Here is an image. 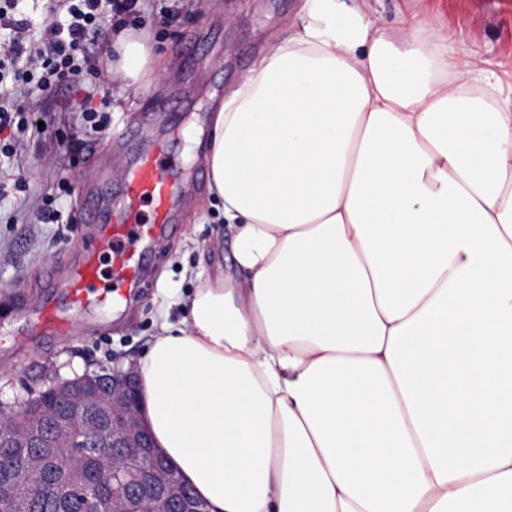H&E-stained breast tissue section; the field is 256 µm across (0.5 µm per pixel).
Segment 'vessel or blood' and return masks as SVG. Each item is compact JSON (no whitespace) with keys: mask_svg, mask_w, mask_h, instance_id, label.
<instances>
[{"mask_svg":"<svg viewBox=\"0 0 512 512\" xmlns=\"http://www.w3.org/2000/svg\"><path fill=\"white\" fill-rule=\"evenodd\" d=\"M161 148L137 152L122 174L123 206L113 212L107 192L108 178L87 189L84 221L98 225L100 237L111 256L109 288H101L100 267L95 257L87 256L73 266L62 286L69 307L77 314L97 309L102 301L122 303L127 294L139 287L147 252L144 241L169 232L174 222L178 187L161 159ZM149 213H142V206Z\"/></svg>","mask_w":512,"mask_h":512,"instance_id":"vessel-or-blood-1","label":"vessel or blood"}]
</instances>
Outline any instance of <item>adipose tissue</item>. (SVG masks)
<instances>
[{"label": "adipose tissue", "instance_id": "1", "mask_svg": "<svg viewBox=\"0 0 512 512\" xmlns=\"http://www.w3.org/2000/svg\"><path fill=\"white\" fill-rule=\"evenodd\" d=\"M112 79H157L118 30ZM433 19L304 0L214 109L216 270L136 371L210 512H512V98Z\"/></svg>", "mask_w": 512, "mask_h": 512}]
</instances>
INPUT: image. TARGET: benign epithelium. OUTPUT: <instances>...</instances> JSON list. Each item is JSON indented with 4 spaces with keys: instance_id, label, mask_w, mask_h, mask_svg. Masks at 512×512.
<instances>
[{
    "instance_id": "7a95c632",
    "label": "benign epithelium",
    "mask_w": 512,
    "mask_h": 512,
    "mask_svg": "<svg viewBox=\"0 0 512 512\" xmlns=\"http://www.w3.org/2000/svg\"><path fill=\"white\" fill-rule=\"evenodd\" d=\"M54 418L60 442L89 455L112 449L110 481L87 485L78 512H209L154 448L141 413L133 365L87 368L57 378L37 395L0 407V439L34 441Z\"/></svg>"
}]
</instances>
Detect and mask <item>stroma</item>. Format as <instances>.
Returning a JSON list of instances; mask_svg holds the SVG:
<instances>
[{
	"instance_id": "stroma-1",
	"label": "stroma",
	"mask_w": 512,
	"mask_h": 512,
	"mask_svg": "<svg viewBox=\"0 0 512 512\" xmlns=\"http://www.w3.org/2000/svg\"><path fill=\"white\" fill-rule=\"evenodd\" d=\"M302 0H149L139 25L157 44L160 81L140 95L114 88L111 126L85 136L79 113L67 108L70 90L50 104L53 132L60 143L54 155L31 139L20 166L0 171V399L38 392L52 372L68 375L86 363L111 365L113 357L135 361L158 333L161 311L170 321L181 315L175 299L196 288L215 260L206 246L227 239L222 214L211 205L207 181L198 180L203 141L209 135L211 106L225 87L252 64L258 52L298 12ZM372 16L389 27L403 18H434L454 31L459 55L475 54L480 68L494 71L505 96H512V0H368ZM184 103L167 122L158 115L170 100ZM141 126L148 137L165 140L182 174L183 197L172 232L149 255L150 276L134 306L113 319L111 306L78 321L70 336L34 330L21 335L26 320L40 310L51 276L65 274L87 251L104 245L84 224L82 184L102 167L116 166L114 136ZM25 180L27 193L13 190ZM70 191L55 203L60 222H34L42 197L59 180Z\"/></svg>"
}]
</instances>
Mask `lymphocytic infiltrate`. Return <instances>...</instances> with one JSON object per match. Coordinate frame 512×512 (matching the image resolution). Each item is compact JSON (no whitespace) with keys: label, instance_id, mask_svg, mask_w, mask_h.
<instances>
[{"label":"lymphocytic infiltrate","instance_id":"lymphocytic-infiltrate-1","mask_svg":"<svg viewBox=\"0 0 512 512\" xmlns=\"http://www.w3.org/2000/svg\"><path fill=\"white\" fill-rule=\"evenodd\" d=\"M22 0H0V163L16 161L52 118L40 98L80 85L104 14L131 15L136 0H56L63 18L38 26Z\"/></svg>","mask_w":512,"mask_h":512}]
</instances>
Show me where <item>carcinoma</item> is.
<instances>
[{
    "label": "carcinoma",
    "mask_w": 512,
    "mask_h": 512,
    "mask_svg": "<svg viewBox=\"0 0 512 512\" xmlns=\"http://www.w3.org/2000/svg\"><path fill=\"white\" fill-rule=\"evenodd\" d=\"M104 466L64 456L62 448H32L21 460L0 454V502L11 512H55L73 486L99 482Z\"/></svg>",
    "instance_id": "obj_1"
}]
</instances>
